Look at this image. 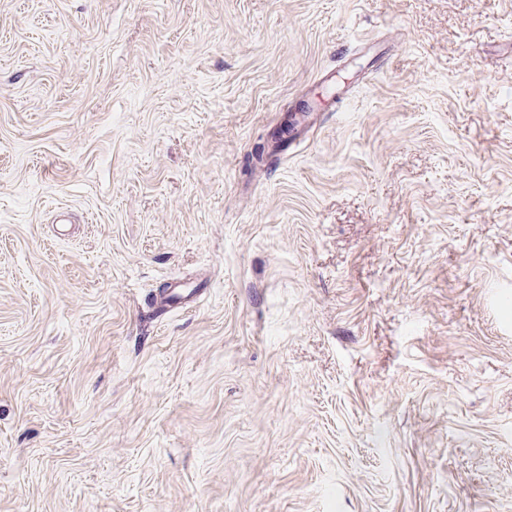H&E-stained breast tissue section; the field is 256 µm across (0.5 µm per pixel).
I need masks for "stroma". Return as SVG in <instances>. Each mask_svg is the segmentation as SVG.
<instances>
[{
	"label": "stroma",
	"mask_w": 512,
	"mask_h": 512,
	"mask_svg": "<svg viewBox=\"0 0 512 512\" xmlns=\"http://www.w3.org/2000/svg\"><path fill=\"white\" fill-rule=\"evenodd\" d=\"M0 512H512V0H0Z\"/></svg>",
	"instance_id": "1"
}]
</instances>
